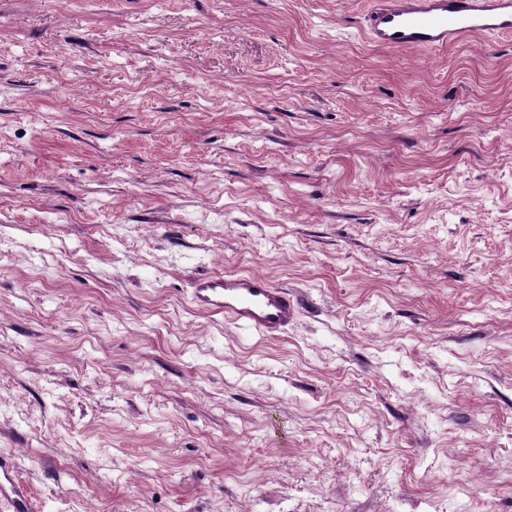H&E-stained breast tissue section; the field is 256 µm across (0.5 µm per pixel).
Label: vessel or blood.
Returning a JSON list of instances; mask_svg holds the SVG:
<instances>
[{
    "label": "vessel or blood",
    "mask_w": 512,
    "mask_h": 512,
    "mask_svg": "<svg viewBox=\"0 0 512 512\" xmlns=\"http://www.w3.org/2000/svg\"><path fill=\"white\" fill-rule=\"evenodd\" d=\"M363 29L375 45L442 51L482 37L512 35V0H370ZM196 308L225 321L281 335L299 314L297 298L264 276L227 273L198 278L191 288ZM0 503L8 512H33L31 492L11 458H0Z\"/></svg>",
    "instance_id": "vessel-or-blood-1"
}]
</instances>
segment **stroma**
Returning <instances> with one entry per match:
<instances>
[{"instance_id": "stroma-1", "label": "stroma", "mask_w": 512, "mask_h": 512, "mask_svg": "<svg viewBox=\"0 0 512 512\" xmlns=\"http://www.w3.org/2000/svg\"><path fill=\"white\" fill-rule=\"evenodd\" d=\"M367 0H0V455L34 512H512V37ZM252 272L277 338L190 301ZM368 39L391 49L442 51L478 37H511V0H371Z\"/></svg>"}]
</instances>
